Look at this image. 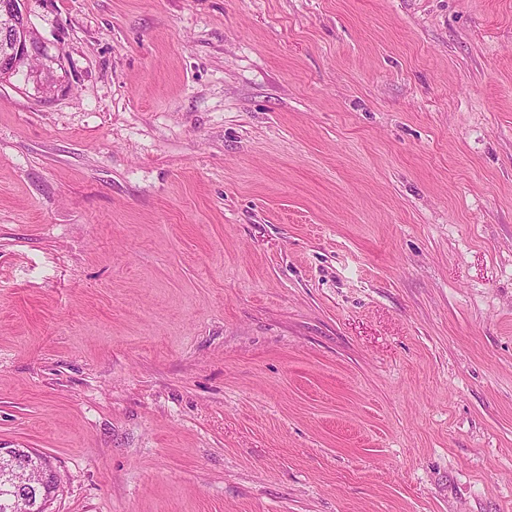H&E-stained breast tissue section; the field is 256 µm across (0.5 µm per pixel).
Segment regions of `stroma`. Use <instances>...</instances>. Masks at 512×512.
Returning <instances> with one entry per match:
<instances>
[{"label":"stroma","mask_w":512,"mask_h":512,"mask_svg":"<svg viewBox=\"0 0 512 512\" xmlns=\"http://www.w3.org/2000/svg\"><path fill=\"white\" fill-rule=\"evenodd\" d=\"M0 448L49 512H512V0H26Z\"/></svg>","instance_id":"1"}]
</instances>
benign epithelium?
<instances>
[{"instance_id":"7a95c632","label":"benign epithelium","mask_w":512,"mask_h":512,"mask_svg":"<svg viewBox=\"0 0 512 512\" xmlns=\"http://www.w3.org/2000/svg\"><path fill=\"white\" fill-rule=\"evenodd\" d=\"M23 0H0V72H30L34 59H44L43 41L22 10ZM0 463L13 472L10 507L20 500L34 503V492L46 487V472L34 460H15L13 449L0 448Z\"/></svg>"}]
</instances>
